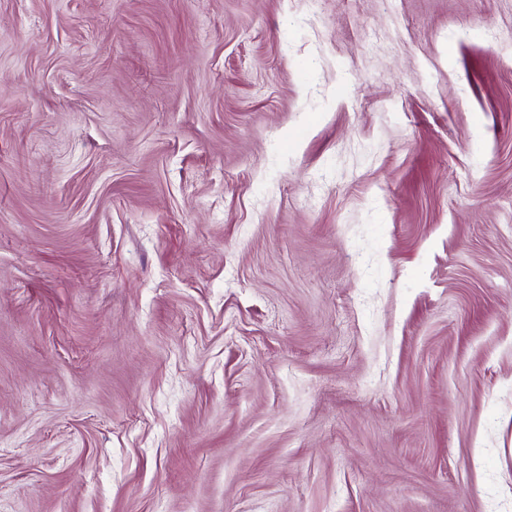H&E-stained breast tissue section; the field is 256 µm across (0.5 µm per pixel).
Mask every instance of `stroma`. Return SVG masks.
Segmentation results:
<instances>
[{
  "mask_svg": "<svg viewBox=\"0 0 512 512\" xmlns=\"http://www.w3.org/2000/svg\"><path fill=\"white\" fill-rule=\"evenodd\" d=\"M0 512H512V0H0Z\"/></svg>",
  "mask_w": 512,
  "mask_h": 512,
  "instance_id": "obj_1",
  "label": "stroma"
}]
</instances>
